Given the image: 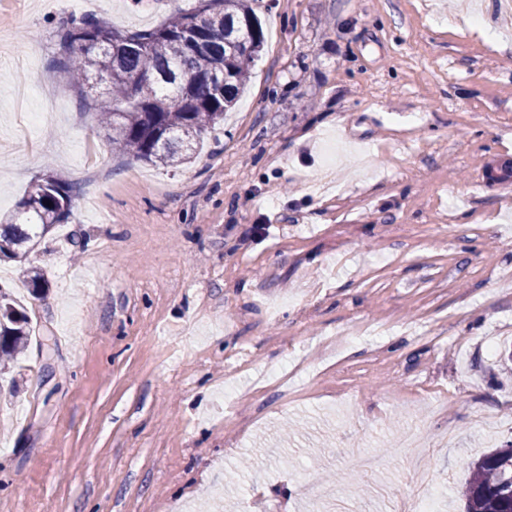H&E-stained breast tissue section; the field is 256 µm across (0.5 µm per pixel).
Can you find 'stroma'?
Wrapping results in <instances>:
<instances>
[{
    "mask_svg": "<svg viewBox=\"0 0 512 512\" xmlns=\"http://www.w3.org/2000/svg\"><path fill=\"white\" fill-rule=\"evenodd\" d=\"M196 0H109L121 30ZM257 0L248 90L195 160L113 154L57 28L83 0H0V221L78 189L31 267L0 260L31 336L0 378V512H436L512 440V10L480 0ZM108 173L90 185L87 168Z\"/></svg>",
    "mask_w": 512,
    "mask_h": 512,
    "instance_id": "35a3bbf8",
    "label": "stroma"
}]
</instances>
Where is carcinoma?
Segmentation results:
<instances>
[{
	"instance_id": "cac0c4a2",
	"label": "carcinoma",
	"mask_w": 512,
	"mask_h": 512,
	"mask_svg": "<svg viewBox=\"0 0 512 512\" xmlns=\"http://www.w3.org/2000/svg\"><path fill=\"white\" fill-rule=\"evenodd\" d=\"M253 0H198L190 12L143 30L121 31L93 18L62 27V68L84 91L90 75L108 83L98 122L112 151L155 166L178 169L199 146L246 85L265 43ZM183 74L188 82L178 83ZM77 190L52 174L33 181L13 219L0 224V257L15 259L32 293L48 287L27 255L51 229L68 223ZM30 333L27 308L0 287V366L24 349ZM456 490L465 512H512V441L467 464Z\"/></svg>"
}]
</instances>
